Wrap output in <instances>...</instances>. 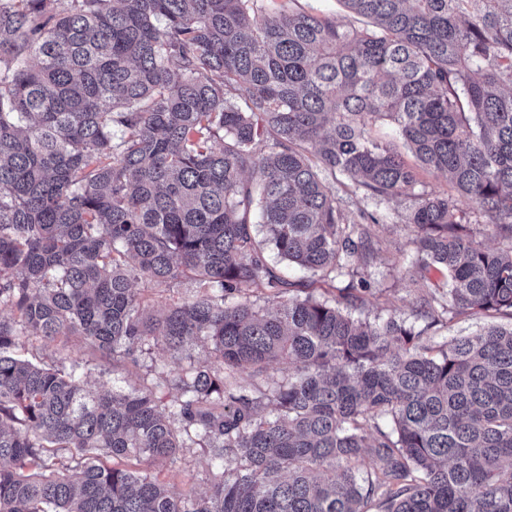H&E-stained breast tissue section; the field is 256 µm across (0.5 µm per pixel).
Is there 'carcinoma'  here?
I'll use <instances>...</instances> for the list:
<instances>
[{
	"mask_svg": "<svg viewBox=\"0 0 512 512\" xmlns=\"http://www.w3.org/2000/svg\"><path fill=\"white\" fill-rule=\"evenodd\" d=\"M340 2L356 23L265 0H0V512H512V325L434 355L352 316L365 284L331 303L265 254L322 280L368 262L339 174L412 199L420 317L512 318V0ZM421 170L453 193L416 192ZM139 278L196 294L155 315ZM28 335L114 367L210 348L169 400L90 391L17 355ZM273 362L288 381L229 380ZM194 448L218 463L206 492L149 471Z\"/></svg>",
	"mask_w": 512,
	"mask_h": 512,
	"instance_id": "1",
	"label": "carcinoma"
}]
</instances>
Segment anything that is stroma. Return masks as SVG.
<instances>
[{
    "mask_svg": "<svg viewBox=\"0 0 512 512\" xmlns=\"http://www.w3.org/2000/svg\"><path fill=\"white\" fill-rule=\"evenodd\" d=\"M330 186L349 216L355 217L364 211L376 214L379 221L369 227L374 242V255L370 261L350 266L337 274L335 279L317 289L318 297L331 300L339 297L349 284L365 282L368 289L363 292V301L354 310V317L369 322L388 317L403 321L405 325L421 331L422 342L432 347L453 337L474 334L487 325L485 316L474 314H451L433 324L417 318L415 310L420 290L416 284V269L408 262L413 251L412 233L402 222L408 199L381 200L341 176L331 181ZM19 348L30 359L75 368L90 389L109 388L117 392L139 385L141 375L147 373L158 383L159 393H166L163 381L167 373L188 366L190 361H202L207 357V348L202 344L193 347L187 359L156 347L147 348L139 353L138 367L132 370L122 366L111 367L73 336L47 346L36 337L24 336L19 340ZM213 468L208 458L194 451L156 467L155 472L171 491L180 494L205 490Z\"/></svg>",
    "mask_w": 512,
    "mask_h": 512,
    "instance_id": "1",
    "label": "stroma"
}]
</instances>
